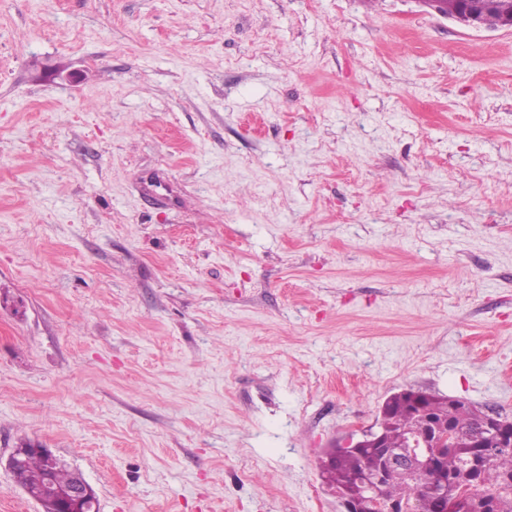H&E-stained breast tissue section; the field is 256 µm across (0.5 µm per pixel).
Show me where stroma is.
I'll return each mask as SVG.
<instances>
[{
  "mask_svg": "<svg viewBox=\"0 0 512 512\" xmlns=\"http://www.w3.org/2000/svg\"><path fill=\"white\" fill-rule=\"evenodd\" d=\"M414 388L512 418V30L419 0H0V512H344ZM466 1L469 0H448V2L447 0H436L432 3L436 6V9H434L436 14L454 19L468 27L482 28L476 14L465 8L464 3ZM438 9H442L445 12L440 13ZM30 451L40 454L27 455ZM25 456L15 476L19 485L25 487L23 490L29 497L31 495L26 488L33 492L45 484L69 483L62 487H52L48 490V495L41 499H34L42 506L43 512H86L89 505L95 503V492L89 483L78 472L72 481L74 472L61 464L50 465L46 458L54 463L57 457L41 445L26 443L20 448H15L8 459L9 468L15 471ZM96 511L93 504L88 509V512Z\"/></svg>",
  "mask_w": 512,
  "mask_h": 512,
  "instance_id": "obj_1",
  "label": "stroma"
}]
</instances>
